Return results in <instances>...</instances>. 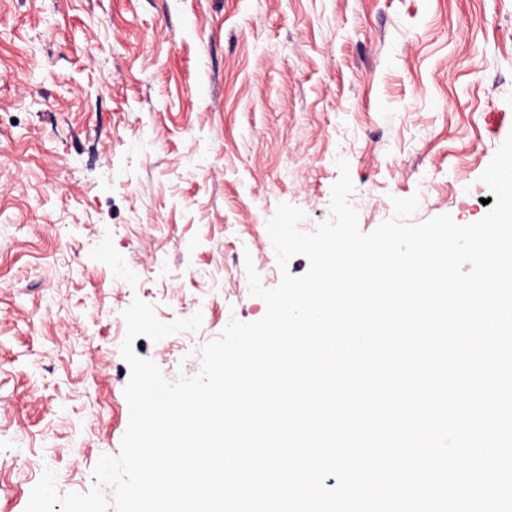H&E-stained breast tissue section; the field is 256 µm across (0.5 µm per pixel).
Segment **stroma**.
Returning a JSON list of instances; mask_svg holds the SVG:
<instances>
[{"instance_id":"stroma-1","label":"stroma","mask_w":512,"mask_h":512,"mask_svg":"<svg viewBox=\"0 0 512 512\" xmlns=\"http://www.w3.org/2000/svg\"><path fill=\"white\" fill-rule=\"evenodd\" d=\"M511 132L512 0H0V512L118 454L133 299L200 315L133 343L196 372L266 311L277 206L329 218L337 157L362 232L414 194L470 224Z\"/></svg>"}]
</instances>
